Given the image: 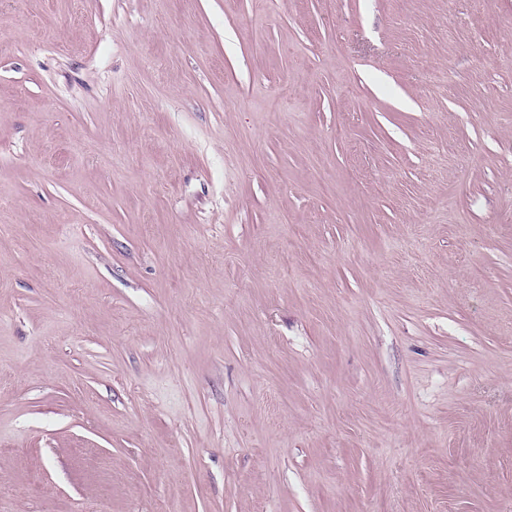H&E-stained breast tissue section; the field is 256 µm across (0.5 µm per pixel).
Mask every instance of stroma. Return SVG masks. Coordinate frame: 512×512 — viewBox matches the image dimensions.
<instances>
[{"label":"stroma","instance_id":"35a3bbf8","mask_svg":"<svg viewBox=\"0 0 512 512\" xmlns=\"http://www.w3.org/2000/svg\"><path fill=\"white\" fill-rule=\"evenodd\" d=\"M0 512H512V0H0Z\"/></svg>","mask_w":512,"mask_h":512}]
</instances>
